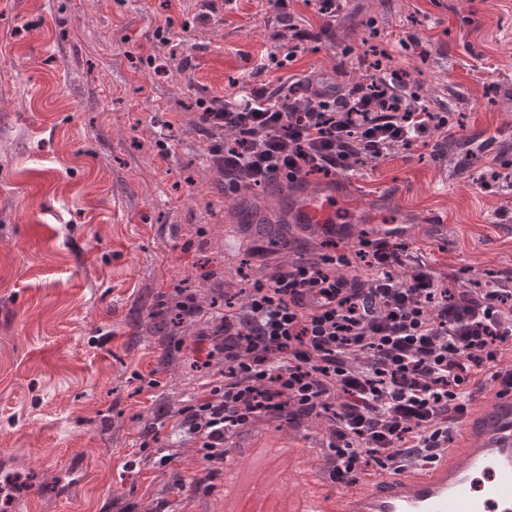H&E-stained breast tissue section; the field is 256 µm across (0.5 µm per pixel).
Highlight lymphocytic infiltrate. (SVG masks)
I'll use <instances>...</instances> for the list:
<instances>
[{
	"label": "lymphocytic infiltrate",
	"instance_id": "lymphocytic-infiltrate-1",
	"mask_svg": "<svg viewBox=\"0 0 512 512\" xmlns=\"http://www.w3.org/2000/svg\"><path fill=\"white\" fill-rule=\"evenodd\" d=\"M293 39L259 64L281 68L312 40L288 0H273ZM392 51L364 61L356 80L294 74L201 104L207 159L234 193L313 173L346 174L359 159L384 160L418 147L445 155L448 126L410 89ZM325 253L275 264L265 282L243 289L240 305L203 309L194 295L176 303L203 321L199 343L223 367L178 426L202 459L223 464L233 436L261 422L319 421L322 468L356 488L372 474L423 470L447 450L458 419L487 381L512 387V278L459 288L399 243V228L336 239Z\"/></svg>",
	"mask_w": 512,
	"mask_h": 512
}]
</instances>
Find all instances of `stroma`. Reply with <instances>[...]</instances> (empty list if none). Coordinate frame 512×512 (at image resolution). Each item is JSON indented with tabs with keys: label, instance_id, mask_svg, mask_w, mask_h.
I'll list each match as a JSON object with an SVG mask.
<instances>
[{
	"label": "stroma",
	"instance_id": "1",
	"mask_svg": "<svg viewBox=\"0 0 512 512\" xmlns=\"http://www.w3.org/2000/svg\"><path fill=\"white\" fill-rule=\"evenodd\" d=\"M212 2L0 0V512H228L244 496L286 512L301 485L286 447L314 444L317 421L258 424L210 472L176 428L201 394L199 326L158 330L152 315L160 293L217 292L242 262L260 268L258 220L318 246L293 221L309 193H335L352 237L404 228L461 287L512 273V223L495 221L512 190L473 182L489 154L460 170L422 149L233 196L197 123L200 101L257 76L359 78L370 32H411L423 48L397 66L512 162V0H346L329 27L314 0H290L320 37L263 73L280 30L269 0Z\"/></svg>",
	"mask_w": 512,
	"mask_h": 512
}]
</instances>
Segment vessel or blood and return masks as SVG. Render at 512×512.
<instances>
[{
    "label": "vessel or blood",
    "mask_w": 512,
    "mask_h": 512,
    "mask_svg": "<svg viewBox=\"0 0 512 512\" xmlns=\"http://www.w3.org/2000/svg\"><path fill=\"white\" fill-rule=\"evenodd\" d=\"M306 224L337 221L334 200H314L296 213ZM466 443L425 471L386 472L367 485L324 497L323 476L304 470L298 512H512V388L478 394L459 421Z\"/></svg>",
    "instance_id": "obj_1"
}]
</instances>
